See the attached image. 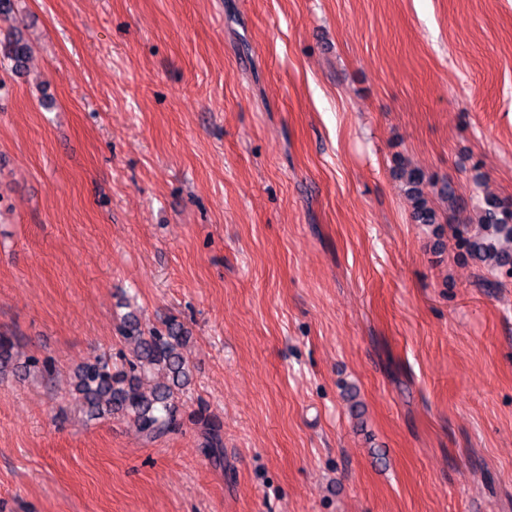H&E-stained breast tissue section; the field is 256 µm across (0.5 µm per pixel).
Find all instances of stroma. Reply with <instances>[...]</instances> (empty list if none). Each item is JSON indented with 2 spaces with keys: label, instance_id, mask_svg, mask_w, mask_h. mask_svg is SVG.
<instances>
[{
  "label": "stroma",
  "instance_id": "obj_1",
  "mask_svg": "<svg viewBox=\"0 0 512 512\" xmlns=\"http://www.w3.org/2000/svg\"><path fill=\"white\" fill-rule=\"evenodd\" d=\"M0 64V512H512V274L404 158L512 199V0H18ZM174 317L175 428L77 366ZM223 426L224 459L195 414ZM30 54V46L25 42L18 29L8 35L7 41L1 46L3 58L13 62L15 71L20 70L26 63ZM394 176L403 184L405 195L411 207V218L416 224L436 225L438 236L444 230L440 224H448L444 216L434 205V199L439 198L448 204L449 210H455L457 200L448 182L438 181L434 176L426 174L418 167L408 166L397 162L393 170Z\"/></svg>",
  "mask_w": 512,
  "mask_h": 512
}]
</instances>
